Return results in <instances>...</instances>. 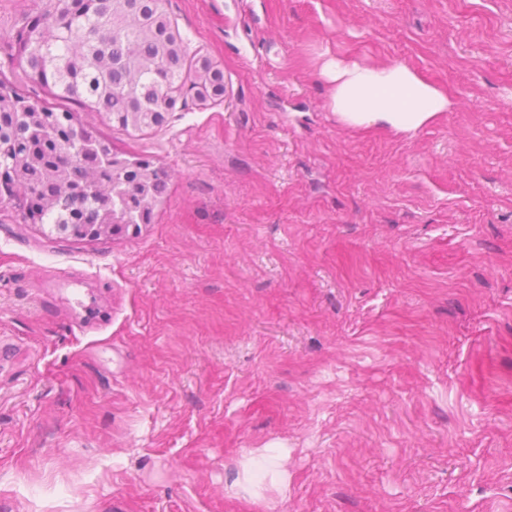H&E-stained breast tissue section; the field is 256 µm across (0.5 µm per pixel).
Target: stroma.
I'll return each instance as SVG.
<instances>
[{"mask_svg":"<svg viewBox=\"0 0 512 512\" xmlns=\"http://www.w3.org/2000/svg\"><path fill=\"white\" fill-rule=\"evenodd\" d=\"M33 0H0V78ZM224 100L126 131L151 223L0 207V512H512V0H171ZM444 89L340 123L320 53ZM288 455V497L224 490Z\"/></svg>","mask_w":512,"mask_h":512,"instance_id":"stroma-1","label":"stroma"}]
</instances>
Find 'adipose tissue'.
Instances as JSON below:
<instances>
[{"mask_svg":"<svg viewBox=\"0 0 512 512\" xmlns=\"http://www.w3.org/2000/svg\"><path fill=\"white\" fill-rule=\"evenodd\" d=\"M318 74L327 85L331 111L353 127L415 131L450 107L443 89L403 63L369 64L327 51ZM281 457L274 444L250 451L239 476L226 484L228 495L256 499L269 487L287 496L288 473L280 466Z\"/></svg>","mask_w":512,"mask_h":512,"instance_id":"obj_1","label":"adipose tissue"}]
</instances>
